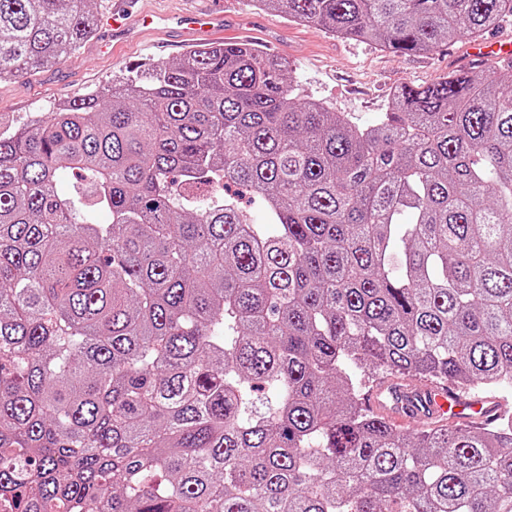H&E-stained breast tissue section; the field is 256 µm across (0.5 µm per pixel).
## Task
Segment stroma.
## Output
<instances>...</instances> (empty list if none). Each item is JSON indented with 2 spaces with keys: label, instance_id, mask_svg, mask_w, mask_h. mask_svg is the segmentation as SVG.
<instances>
[{
  "label": "stroma",
  "instance_id": "obj_1",
  "mask_svg": "<svg viewBox=\"0 0 512 512\" xmlns=\"http://www.w3.org/2000/svg\"><path fill=\"white\" fill-rule=\"evenodd\" d=\"M224 29L215 40H243L275 48L293 68L297 93L323 103L358 125L371 124L385 111L394 87L403 83L427 84L452 70L467 39L441 44L431 52L400 58L379 48L330 36L321 27L296 24L282 14L261 11L250 0H223ZM112 0H100L96 36L56 67L0 81V115L15 125L29 123L52 111L62 99L125 77L140 64L172 60L186 44L172 42L164 32L115 42L104 51V36Z\"/></svg>",
  "mask_w": 512,
  "mask_h": 512
}]
</instances>
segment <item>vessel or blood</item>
<instances>
[{"label":"vessel or blood","mask_w":512,"mask_h":512,"mask_svg":"<svg viewBox=\"0 0 512 512\" xmlns=\"http://www.w3.org/2000/svg\"><path fill=\"white\" fill-rule=\"evenodd\" d=\"M129 0H112L110 27L113 38H129L147 28L176 31L181 39L205 41L224 24L223 13L201 7L178 14L154 16L146 12L129 13ZM472 59L512 58V41L503 39L495 45H473ZM369 410L383 415L394 426L403 428L413 422L428 421L451 426L472 423L491 424L505 413L494 399L471 396L452 383H436L410 378H390L374 385L363 397Z\"/></svg>","instance_id":"vessel-or-blood-1"}]
</instances>
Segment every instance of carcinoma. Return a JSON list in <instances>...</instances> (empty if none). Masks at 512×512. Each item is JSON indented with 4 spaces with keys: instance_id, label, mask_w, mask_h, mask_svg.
<instances>
[{
    "instance_id": "cac0c4a2",
    "label": "carcinoma",
    "mask_w": 512,
    "mask_h": 512,
    "mask_svg": "<svg viewBox=\"0 0 512 512\" xmlns=\"http://www.w3.org/2000/svg\"><path fill=\"white\" fill-rule=\"evenodd\" d=\"M97 2L0 0V80L76 52ZM249 2L397 56L512 22V0ZM352 367L512 387V59L404 83L363 127L231 40L0 115L4 507L512 512L511 414L406 433Z\"/></svg>"
}]
</instances>
